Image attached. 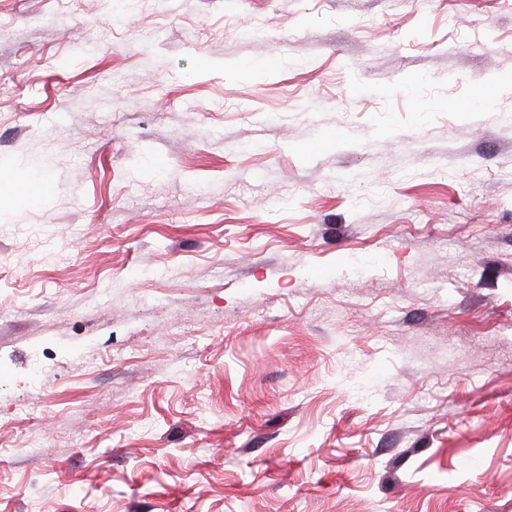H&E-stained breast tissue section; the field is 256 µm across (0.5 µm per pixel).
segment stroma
Returning <instances> with one entry per match:
<instances>
[{
  "mask_svg": "<svg viewBox=\"0 0 512 512\" xmlns=\"http://www.w3.org/2000/svg\"><path fill=\"white\" fill-rule=\"evenodd\" d=\"M0 512H512V0H0Z\"/></svg>",
  "mask_w": 512,
  "mask_h": 512,
  "instance_id": "stroma-1",
  "label": "stroma"
}]
</instances>
